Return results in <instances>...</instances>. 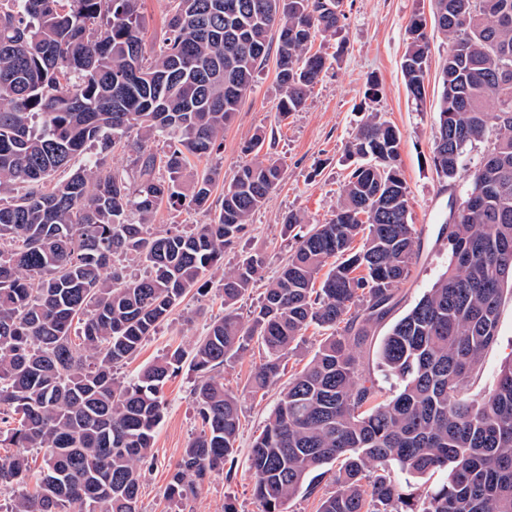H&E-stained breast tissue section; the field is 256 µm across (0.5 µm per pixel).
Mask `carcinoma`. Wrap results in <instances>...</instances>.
<instances>
[{
    "label": "carcinoma",
    "instance_id": "cac0c4a2",
    "mask_svg": "<svg viewBox=\"0 0 512 512\" xmlns=\"http://www.w3.org/2000/svg\"><path fill=\"white\" fill-rule=\"evenodd\" d=\"M139 9L140 0H0V197L26 189L0 203V447L16 449L0 460L8 512H139L162 389L185 366L198 377L202 428L171 468L166 497L193 498L222 472L232 479L240 395L221 368L257 345L248 393L263 391L312 325L330 334L289 376L250 450L262 512H284L325 477L335 489L318 512H512V357L482 404L460 393L496 343L512 292V0H433L431 19L415 14L408 25L401 69L418 104L431 33L448 42L435 171L453 182L482 142L491 162L471 175L479 206L440 227L448 270L380 341L378 364L399 382L386 401L359 354L397 304L420 237L401 134L373 113L345 145L355 162L332 218H282L294 247L249 318L238 304L260 278L257 253L224 271V315L191 350L162 356L134 382L115 376L189 290L208 287L279 185L261 129L218 206L216 173L196 170L221 148L271 38L286 119L326 68L316 39L336 36L344 18L342 0H172L167 37L149 51ZM88 146V165L52 180ZM119 148L131 153L129 174L110 163ZM165 203H189L207 221L155 232ZM34 450L44 455L37 474ZM394 471L443 479L419 494Z\"/></svg>",
    "mask_w": 512,
    "mask_h": 512
}]
</instances>
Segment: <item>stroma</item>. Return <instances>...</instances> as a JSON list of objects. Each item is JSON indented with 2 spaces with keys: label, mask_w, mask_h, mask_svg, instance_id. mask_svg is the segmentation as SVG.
Here are the masks:
<instances>
[{
  "label": "stroma",
  "mask_w": 512,
  "mask_h": 512,
  "mask_svg": "<svg viewBox=\"0 0 512 512\" xmlns=\"http://www.w3.org/2000/svg\"><path fill=\"white\" fill-rule=\"evenodd\" d=\"M345 17L335 38L315 43L328 59V67L308 97L304 108L288 119L276 118L281 91L277 79V55L269 53L257 70L252 89L242 99L233 121L224 130L220 152L202 159L200 168H215L219 177L213 200H220L225 183L246 163L241 151L244 140L255 130L267 133L265 148L282 166V178L250 220L246 236L224 254L225 267L235 266L241 255L258 253L265 264L262 278L241 302L249 312L265 288V281L284 264L293 246L281 219L288 212L305 214L309 223L329 221L336 207L349 163L344 146L355 134L364 114L375 113L401 133L400 160L409 190V210L421 247L408 279L397 293L395 316H402L427 292L448 266V248L438 239L440 225L450 215V202L462 197L470 177L480 166L485 145L470 149L462 159L458 177L445 184L430 162L437 132L439 76L448 53L441 38L432 42V57L426 77V98L415 104L409 96L401 71L408 42L407 25L412 15L430 16L432 0H344ZM380 84L378 96L367 93L368 78ZM224 307L218 288L203 295L188 292L170 318L143 343L139 352L118 368L120 376L133 377L140 369L169 350L190 348L203 325L222 315ZM512 357V295L504 294L499 311L498 339L483 355L478 373L462 384L465 396L482 403L491 391L497 372ZM258 360L256 351L241 353L226 365L224 385L240 394L241 426L236 442L233 479L213 476L201 493L180 506L165 495L171 467L201 428L192 389L196 377L182 370L163 389L165 410L155 438L154 459L143 470L139 512H224L232 501L237 512H262L253 495L248 456L254 438L263 429L277 405L280 386L264 395L246 393L250 374Z\"/></svg>",
  "instance_id": "1"
}]
</instances>
